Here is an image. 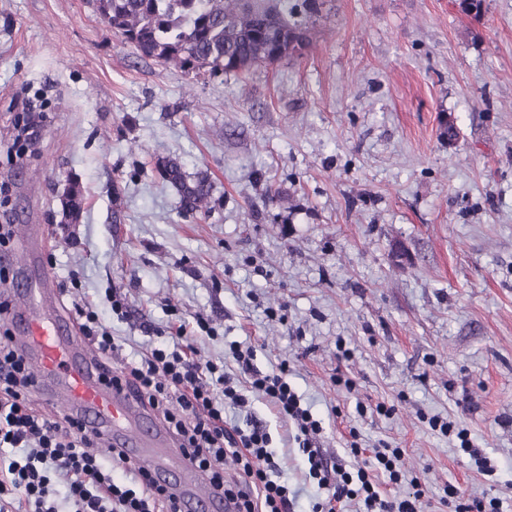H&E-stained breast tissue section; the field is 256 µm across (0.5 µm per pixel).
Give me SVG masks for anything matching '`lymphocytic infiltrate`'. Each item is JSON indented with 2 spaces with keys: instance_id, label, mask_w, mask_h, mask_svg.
I'll list each match as a JSON object with an SVG mask.
<instances>
[{
  "instance_id": "1",
  "label": "lymphocytic infiltrate",
  "mask_w": 512,
  "mask_h": 512,
  "mask_svg": "<svg viewBox=\"0 0 512 512\" xmlns=\"http://www.w3.org/2000/svg\"><path fill=\"white\" fill-rule=\"evenodd\" d=\"M75 313L85 339L98 352L103 383L133 389L177 437L193 466L236 504L237 512H290L293 506L288 487L276 479L279 464L266 426L252 418L242 426L224 422L225 406L245 407L250 392L294 425L293 440L307 457L308 477L327 492L312 512H347L348 503L357 499L363 512H422V490L391 498L381 489L385 482L401 483L403 449H374L372 462L354 473L328 464L315 444L322 424L302 406L288 380L287 364L263 372L253 367L252 352L231 347L248 376L239 387L218 364L198 359L190 337L176 336L172 347H151L116 368L111 363L119 349L115 336L89 306L76 307ZM41 391L12 336H0V500L10 499L13 512H57L46 503L53 473L67 476L76 512H181L179 497L124 453L99 454L103 438L85 419L52 417L37 409L34 399ZM113 460L125 463L128 479L113 478ZM228 461L235 470L231 478L224 475Z\"/></svg>"
}]
</instances>
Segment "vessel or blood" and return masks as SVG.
<instances>
[{
  "mask_svg": "<svg viewBox=\"0 0 512 512\" xmlns=\"http://www.w3.org/2000/svg\"><path fill=\"white\" fill-rule=\"evenodd\" d=\"M50 296L45 288L19 292L13 317L23 328L14 342L27 353L40 381L51 386L60 406L89 419L106 435L109 446L124 449L153 475L170 474V486L183 501L212 502L232 512V504L189 465L175 439L147 409L101 384L93 366L95 349L76 341L64 325L38 315V304Z\"/></svg>",
  "mask_w": 512,
  "mask_h": 512,
  "instance_id": "obj_1",
  "label": "vessel or blood"
}]
</instances>
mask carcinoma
Wrapping results in <instances>:
<instances>
[{"label": "carcinoma", "mask_w": 512, "mask_h": 512, "mask_svg": "<svg viewBox=\"0 0 512 512\" xmlns=\"http://www.w3.org/2000/svg\"><path fill=\"white\" fill-rule=\"evenodd\" d=\"M96 12L142 56L163 64L210 72H239L302 52L309 44L295 21L299 0H93ZM160 175L188 214L207 211L208 176H188L175 161ZM65 219L78 216L83 191L69 179Z\"/></svg>", "instance_id": "obj_1"}]
</instances>
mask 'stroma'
I'll list each match as a JSON object with an SVG mask.
<instances>
[{
    "label": "stroma",
    "mask_w": 512,
    "mask_h": 512,
    "mask_svg": "<svg viewBox=\"0 0 512 512\" xmlns=\"http://www.w3.org/2000/svg\"><path fill=\"white\" fill-rule=\"evenodd\" d=\"M469 3L316 0L302 54L214 76L141 56L91 0H0V224L51 240V316L75 336L91 303L126 358L184 327L235 379L229 345L251 347L261 371L287 363L329 460L354 465V428L404 449L426 512H451L448 485L512 512V0ZM26 101L43 120L10 162ZM168 160L209 176L205 216L182 211ZM248 415L311 512L326 492L291 428L254 394L224 412ZM63 196V213L65 215V219L72 220L78 216L83 202V191L78 180L69 178Z\"/></svg>",
    "instance_id": "stroma-1"
}]
</instances>
